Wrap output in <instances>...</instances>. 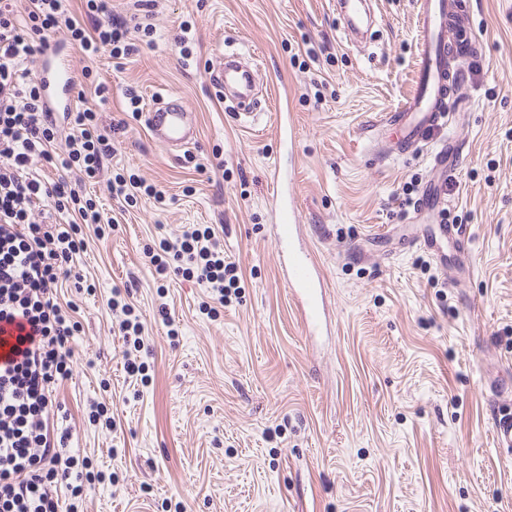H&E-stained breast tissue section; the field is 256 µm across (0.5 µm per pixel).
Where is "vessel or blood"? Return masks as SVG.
<instances>
[{"label":"vessel or blood","mask_w":512,"mask_h":512,"mask_svg":"<svg viewBox=\"0 0 512 512\" xmlns=\"http://www.w3.org/2000/svg\"><path fill=\"white\" fill-rule=\"evenodd\" d=\"M419 68L416 90L395 110L381 115L379 127H388L397 135L400 151H407L426 141L436 129L446 128L452 113L463 112L467 103L456 92L462 79L459 71L449 70V58L471 54L482 58L483 49L473 31L462 19L471 10L469 0H417ZM38 73L45 84L54 88L48 101L54 106L70 102L71 75L58 55L45 53ZM225 85L236 88L237 120L255 123L257 113L248 109L249 97L254 86V75L234 59H225L221 71ZM148 124L155 142L173 151L188 146L196 130L184 102L178 94H170L164 104L153 107L148 114ZM275 208L273 241L284 272L287 288L300 306L306 335H315L323 322L324 298L319 283L316 263L311 254L298 247L300 217L289 207L280 174L271 177Z\"/></svg>","instance_id":"b4317fda"}]
</instances>
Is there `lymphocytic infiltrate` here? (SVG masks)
Instances as JSON below:
<instances>
[{
  "instance_id": "f902f5d3",
  "label": "lymphocytic infiltrate",
  "mask_w": 512,
  "mask_h": 512,
  "mask_svg": "<svg viewBox=\"0 0 512 512\" xmlns=\"http://www.w3.org/2000/svg\"><path fill=\"white\" fill-rule=\"evenodd\" d=\"M84 2L81 21L64 0H0V323L19 318L30 327L21 358L0 364V512H78L59 492L87 464L71 447L70 428L57 426L54 394L72 373L71 344L80 333L76 307L60 302L58 284L84 250L82 225L103 220L83 181L99 175L112 143L97 112L79 107L66 113L72 132L58 149L42 85L27 67L61 32L89 57L135 52L128 22L113 15L109 0ZM51 169L57 179L48 178ZM143 253L158 274L195 278L206 290L200 308L208 316L240 287L212 227H189ZM108 304L123 314L125 369L141 375L144 327L120 291Z\"/></svg>"
}]
</instances>
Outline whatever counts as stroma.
Segmentation results:
<instances>
[{"label": "stroma", "mask_w": 512, "mask_h": 512, "mask_svg": "<svg viewBox=\"0 0 512 512\" xmlns=\"http://www.w3.org/2000/svg\"><path fill=\"white\" fill-rule=\"evenodd\" d=\"M335 2L112 0L154 31L128 59L93 61L104 102L81 74L80 49L64 48L73 92L104 125L125 124L113 136L125 173L162 194L123 209L92 186L114 224L85 229L78 272L89 287L64 290L83 331L56 401L100 475L83 487L84 512H512V451L493 435L512 410V0H472L484 58L459 90L462 154L445 173L432 159L445 133L402 155L373 126L415 85L414 0H373L357 46ZM232 53L255 55L267 91L253 127L215 86ZM169 93L198 131L172 153L146 124ZM276 168L324 279L314 341L271 235ZM435 183L448 188L441 206H421ZM445 222L461 225L464 249L442 237ZM192 224L223 227L243 277L215 318L200 313L194 279L171 277L158 294L141 251ZM423 235L443 259L407 246ZM116 288L131 290L145 328L143 383L123 368L107 306ZM97 403L111 409V430L90 423Z\"/></svg>", "instance_id": "stroma-1"}]
</instances>
